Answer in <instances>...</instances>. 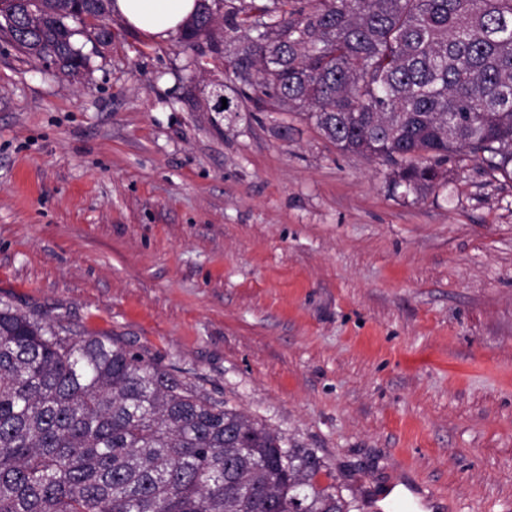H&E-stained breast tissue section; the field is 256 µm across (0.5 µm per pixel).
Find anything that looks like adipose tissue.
Wrapping results in <instances>:
<instances>
[{"instance_id":"adipose-tissue-1","label":"adipose tissue","mask_w":512,"mask_h":512,"mask_svg":"<svg viewBox=\"0 0 512 512\" xmlns=\"http://www.w3.org/2000/svg\"><path fill=\"white\" fill-rule=\"evenodd\" d=\"M195 5V0H114L112 9L129 27L160 40L175 34Z\"/></svg>"}]
</instances>
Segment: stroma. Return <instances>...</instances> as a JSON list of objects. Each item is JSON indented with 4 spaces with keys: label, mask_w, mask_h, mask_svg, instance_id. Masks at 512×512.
Listing matches in <instances>:
<instances>
[{
    "label": "stroma",
    "mask_w": 512,
    "mask_h": 512,
    "mask_svg": "<svg viewBox=\"0 0 512 512\" xmlns=\"http://www.w3.org/2000/svg\"><path fill=\"white\" fill-rule=\"evenodd\" d=\"M74 76L0 40V301L310 448L345 499L512 512V179L430 190L302 116L212 111L223 55L112 20Z\"/></svg>",
    "instance_id": "obj_1"
}]
</instances>
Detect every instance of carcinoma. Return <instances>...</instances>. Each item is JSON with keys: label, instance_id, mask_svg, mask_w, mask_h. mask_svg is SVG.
<instances>
[{"label": "carcinoma", "instance_id": "cac0c4a2", "mask_svg": "<svg viewBox=\"0 0 512 512\" xmlns=\"http://www.w3.org/2000/svg\"><path fill=\"white\" fill-rule=\"evenodd\" d=\"M224 0L180 30L214 42ZM112 0H0V39L74 75L70 22L106 45ZM224 50L239 112L265 96L421 192L467 158L512 175V0H240ZM329 483L322 484L321 478ZM314 452L102 336L0 307V512H352Z\"/></svg>", "mask_w": 512, "mask_h": 512}]
</instances>
